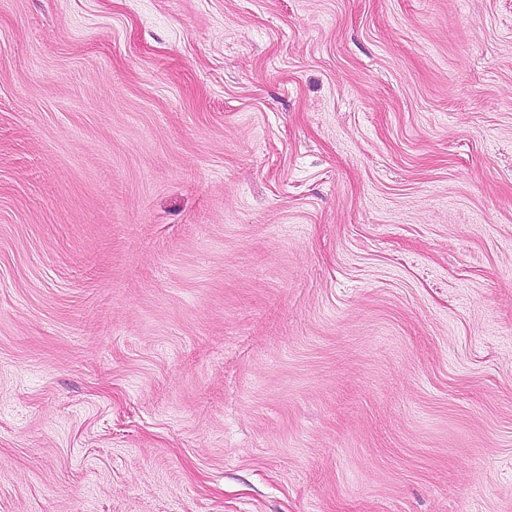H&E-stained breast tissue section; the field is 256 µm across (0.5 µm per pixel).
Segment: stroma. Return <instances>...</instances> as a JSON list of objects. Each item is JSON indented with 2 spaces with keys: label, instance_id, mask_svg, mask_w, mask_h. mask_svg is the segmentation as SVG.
<instances>
[{
  "label": "stroma",
  "instance_id": "obj_1",
  "mask_svg": "<svg viewBox=\"0 0 512 512\" xmlns=\"http://www.w3.org/2000/svg\"><path fill=\"white\" fill-rule=\"evenodd\" d=\"M0 512H512V0H0Z\"/></svg>",
  "mask_w": 512,
  "mask_h": 512
}]
</instances>
